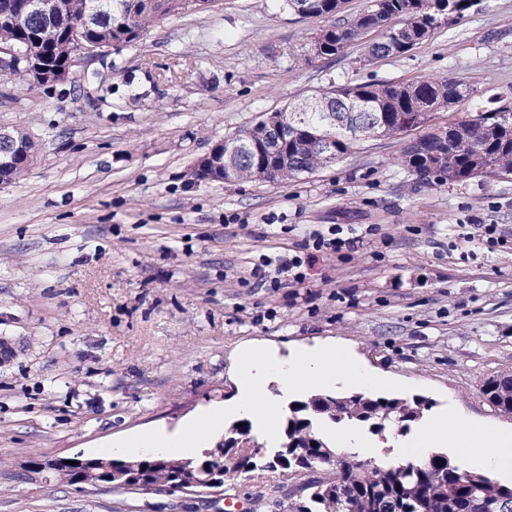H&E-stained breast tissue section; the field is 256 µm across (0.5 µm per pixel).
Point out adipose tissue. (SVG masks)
I'll return each mask as SVG.
<instances>
[{"label": "adipose tissue", "mask_w": 512, "mask_h": 512, "mask_svg": "<svg viewBox=\"0 0 512 512\" xmlns=\"http://www.w3.org/2000/svg\"><path fill=\"white\" fill-rule=\"evenodd\" d=\"M402 464H424L435 448L452 447L477 471L512 474V429L485 427L460 412L426 421L411 441H395Z\"/></svg>", "instance_id": "ef3b65f1"}]
</instances>
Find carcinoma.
I'll return each instance as SVG.
<instances>
[{"label": "carcinoma", "mask_w": 512, "mask_h": 512, "mask_svg": "<svg viewBox=\"0 0 512 512\" xmlns=\"http://www.w3.org/2000/svg\"><path fill=\"white\" fill-rule=\"evenodd\" d=\"M482 0H371L370 8L350 19H338L323 29L311 45L315 57L344 54L361 44L366 59L406 55L430 40L439 26L424 21L428 14L451 19L476 10ZM16 18L0 20V44L12 45L24 56L37 54L45 65L64 68L75 49L71 22L84 17L90 0H59L49 18L22 16L25 0H12ZM310 15L335 16L341 0H306ZM101 10L95 21L82 29L87 42L132 43L146 28L183 8L184 0H99ZM388 28L403 29L401 40L385 38L364 43L368 34ZM473 86L459 78L443 81L336 84L320 89L311 97V106L291 105L275 113V120L288 127V140L279 156L287 163L276 167L274 179L281 183L314 174L351 155L362 138L352 130H369L382 125L384 136L402 139L422 126L423 136L404 146L396 162L414 175L416 183L449 186L468 183L480 177H512V107L502 106L452 121L435 123V116L449 106L471 97ZM344 116L346 125L328 127L324 110ZM15 137L28 145L17 157L13 171L0 175L15 179L38 158L31 134L18 130ZM270 157L246 149L224 159L238 179L250 180L265 172ZM497 410L512 414V377L489 379L483 388ZM425 400L408 402L363 394L336 396L315 394L289 406L284 440L258 464L257 450L249 437L250 429L233 426L230 436L196 459L144 457L142 479L151 485L178 487L188 475L197 479L234 481L242 473L280 472L296 476L318 465L317 458L332 454L319 436L317 423L327 419L334 424L372 423L380 430L392 424L404 428L423 415ZM308 494L287 504L277 500L278 512H512V486L492 481L484 475L459 470L448 455L438 453L416 467L404 465L363 468L342 461L341 470L304 486Z\"/></svg>", "instance_id": "obj_1"}]
</instances>
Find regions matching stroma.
<instances>
[{
    "label": "stroma",
    "instance_id": "35a3bbf8",
    "mask_svg": "<svg viewBox=\"0 0 512 512\" xmlns=\"http://www.w3.org/2000/svg\"><path fill=\"white\" fill-rule=\"evenodd\" d=\"M281 0L181 13L51 88L0 82V126L30 131L37 163L0 185V512H271L241 475L214 495L87 490L33 473L47 456L174 430L237 395L245 346L343 344L429 401L512 426L482 393L512 374V178L419 187L403 143L369 140L288 184H195L225 136L338 83L463 78L440 123L512 106V0H483L410 54L311 55L331 25ZM493 233H486V225ZM363 239L309 253L312 232ZM299 255L301 284H258L263 257Z\"/></svg>",
    "mask_w": 512,
    "mask_h": 512
}]
</instances>
